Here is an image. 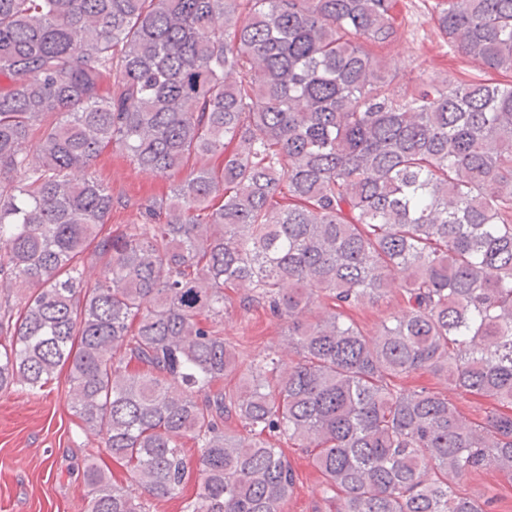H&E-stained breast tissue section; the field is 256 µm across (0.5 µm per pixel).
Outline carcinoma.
Masks as SVG:
<instances>
[{"mask_svg": "<svg viewBox=\"0 0 512 512\" xmlns=\"http://www.w3.org/2000/svg\"><path fill=\"white\" fill-rule=\"evenodd\" d=\"M396 5L0 0V280L21 291L0 304V392L67 371L134 479L88 462L86 512H282V440L331 512H488L454 483L512 478V83L395 93L365 43L397 33ZM433 20L512 77V0ZM108 147L155 176L195 164L114 231L122 199L89 172ZM228 288L283 322L295 362L224 339ZM394 291L406 311L376 336L344 318ZM417 373L495 408L470 423L398 384Z\"/></svg>", "mask_w": 512, "mask_h": 512, "instance_id": "cac0c4a2", "label": "carcinoma"}]
</instances>
